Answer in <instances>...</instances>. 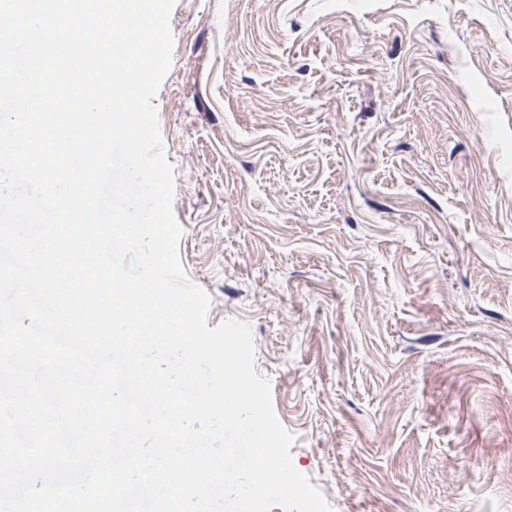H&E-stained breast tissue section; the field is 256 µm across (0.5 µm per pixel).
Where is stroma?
<instances>
[{
	"label": "stroma",
	"mask_w": 512,
	"mask_h": 512,
	"mask_svg": "<svg viewBox=\"0 0 512 512\" xmlns=\"http://www.w3.org/2000/svg\"><path fill=\"white\" fill-rule=\"evenodd\" d=\"M178 260L333 512H512V0H174Z\"/></svg>",
	"instance_id": "obj_1"
}]
</instances>
